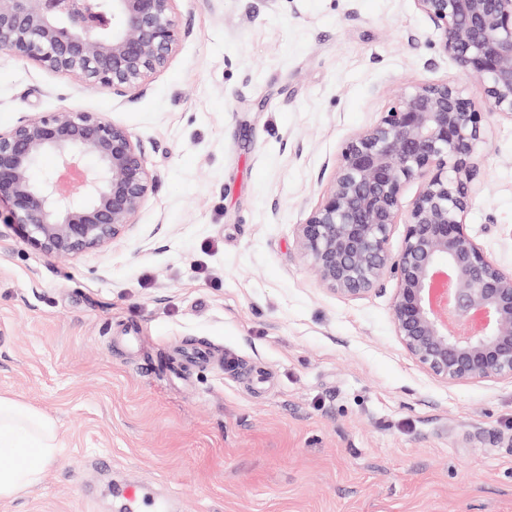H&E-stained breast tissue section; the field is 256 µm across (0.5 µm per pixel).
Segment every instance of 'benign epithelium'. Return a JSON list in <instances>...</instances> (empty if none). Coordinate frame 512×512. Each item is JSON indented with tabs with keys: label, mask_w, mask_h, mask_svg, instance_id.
<instances>
[{
	"label": "benign epithelium",
	"mask_w": 512,
	"mask_h": 512,
	"mask_svg": "<svg viewBox=\"0 0 512 512\" xmlns=\"http://www.w3.org/2000/svg\"><path fill=\"white\" fill-rule=\"evenodd\" d=\"M173 2L0 0V48L134 101L191 34ZM414 2L441 30L442 52L482 84L489 111L447 82L400 90L343 148L321 203L298 225L297 248L335 293L360 296L393 277L396 336L435 377L512 379V272L486 256L466 224L486 118L512 121V0ZM47 154L55 168L35 181L31 171ZM417 179L421 191L404 211L403 186ZM160 181L140 141L99 112L60 108L0 130L4 223L46 253L76 258L110 246L136 225ZM400 220L393 253L389 233Z\"/></svg>",
	"instance_id": "benign-epithelium-1"
}]
</instances>
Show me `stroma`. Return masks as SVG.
Segmentation results:
<instances>
[{"instance_id":"35a3bbf8","label":"stroma","mask_w":512,"mask_h":512,"mask_svg":"<svg viewBox=\"0 0 512 512\" xmlns=\"http://www.w3.org/2000/svg\"><path fill=\"white\" fill-rule=\"evenodd\" d=\"M191 29L132 102L0 50V129L60 108L142 143L161 182L75 259L0 236V395L60 449L0 512H512V380L449 385L394 332L396 282L351 298L296 246L344 143L402 88L481 84L413 0H176ZM466 223L512 271V121L489 118ZM136 326L140 339L122 334ZM212 360L183 364V348ZM122 496L127 503L126 512H160L161 506L151 495L150 488L134 485L122 490Z\"/></svg>"}]
</instances>
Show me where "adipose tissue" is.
<instances>
[{
	"label": "adipose tissue",
	"instance_id": "obj_1",
	"mask_svg": "<svg viewBox=\"0 0 512 512\" xmlns=\"http://www.w3.org/2000/svg\"><path fill=\"white\" fill-rule=\"evenodd\" d=\"M57 448L56 426L48 415L0 396V498L37 486Z\"/></svg>",
	"mask_w": 512,
	"mask_h": 512
}]
</instances>
